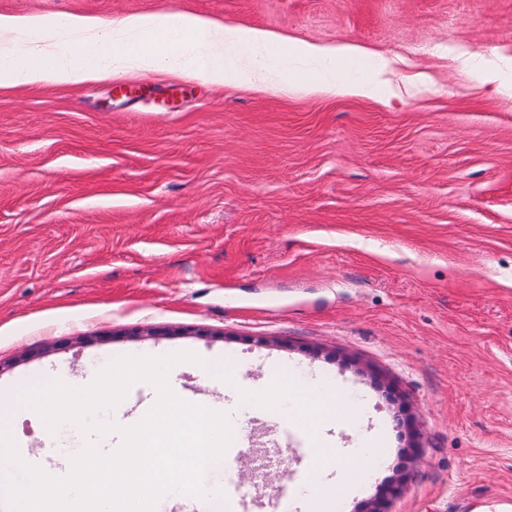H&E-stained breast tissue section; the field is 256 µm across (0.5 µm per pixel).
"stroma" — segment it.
Wrapping results in <instances>:
<instances>
[{
    "instance_id": "1",
    "label": "stroma",
    "mask_w": 512,
    "mask_h": 512,
    "mask_svg": "<svg viewBox=\"0 0 512 512\" xmlns=\"http://www.w3.org/2000/svg\"><path fill=\"white\" fill-rule=\"evenodd\" d=\"M156 11L358 45L390 93L153 73L0 89V387L142 350L220 356L237 389L301 367L361 403L326 431L365 471L335 512L391 483L389 512H512V95L461 64L512 61V0H0ZM253 422L228 456L297 447L279 419ZM362 432L382 466L349 459ZM10 433L54 465L44 425Z\"/></svg>"
}]
</instances>
